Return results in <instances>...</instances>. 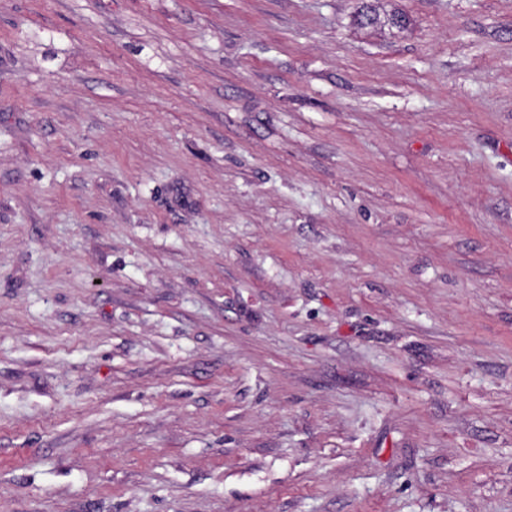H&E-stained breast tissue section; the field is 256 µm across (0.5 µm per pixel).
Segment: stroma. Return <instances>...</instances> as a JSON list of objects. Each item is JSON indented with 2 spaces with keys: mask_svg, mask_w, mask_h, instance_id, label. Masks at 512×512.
Listing matches in <instances>:
<instances>
[{
  "mask_svg": "<svg viewBox=\"0 0 512 512\" xmlns=\"http://www.w3.org/2000/svg\"><path fill=\"white\" fill-rule=\"evenodd\" d=\"M0 512H512V0H0Z\"/></svg>",
  "mask_w": 512,
  "mask_h": 512,
  "instance_id": "1",
  "label": "stroma"
}]
</instances>
